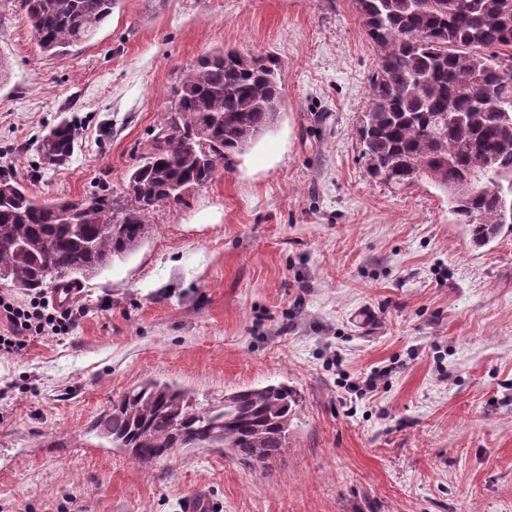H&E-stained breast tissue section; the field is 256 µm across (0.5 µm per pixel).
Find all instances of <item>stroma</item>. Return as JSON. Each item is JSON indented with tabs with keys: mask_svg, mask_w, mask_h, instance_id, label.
Returning a JSON list of instances; mask_svg holds the SVG:
<instances>
[{
	"mask_svg": "<svg viewBox=\"0 0 512 512\" xmlns=\"http://www.w3.org/2000/svg\"><path fill=\"white\" fill-rule=\"evenodd\" d=\"M218 48L278 58L284 107L140 246L82 283L69 335L0 357V512H512V230L474 246L428 180L359 160L377 51L350 0H119L43 53L0 0V167L37 197H128L170 91ZM71 157L42 165L61 119ZM381 377L359 398L342 376ZM199 402L285 382L300 408L265 469L220 448L144 468L91 429L144 380Z\"/></svg>",
	"mask_w": 512,
	"mask_h": 512,
	"instance_id": "1",
	"label": "stroma"
}]
</instances>
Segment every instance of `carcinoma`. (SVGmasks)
I'll list each match as a JSON object with an SVG mask.
<instances>
[{"mask_svg": "<svg viewBox=\"0 0 512 512\" xmlns=\"http://www.w3.org/2000/svg\"><path fill=\"white\" fill-rule=\"evenodd\" d=\"M116 0H21L42 50L63 57L87 44ZM378 51L370 102L358 121L360 161L402 190L427 179L448 195L476 247L501 234L512 200V0H352ZM271 57L257 68L231 49L202 56L174 89L163 123L143 145L123 205L104 192L37 200L0 176V274L23 291L68 288L142 241L150 215L179 204L241 154L266 126L282 88ZM460 116L448 125V109ZM77 127L63 120L41 140L45 162L70 157ZM299 407L286 383L224 394L217 404L145 381L112 403L97 436L149 468L168 448L224 449L254 468L288 447Z\"/></svg>", "mask_w": 512, "mask_h": 512, "instance_id": "carcinoma-1", "label": "carcinoma"}]
</instances>
